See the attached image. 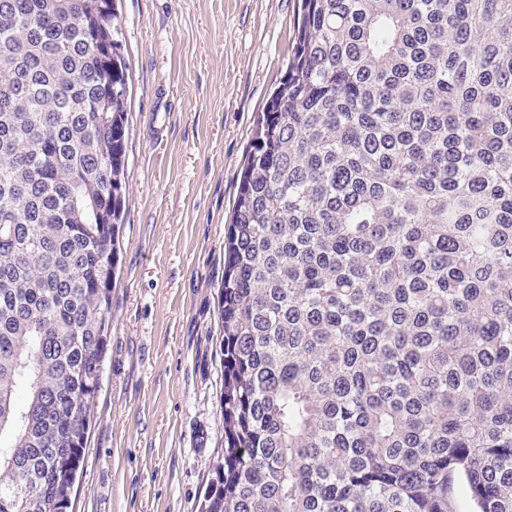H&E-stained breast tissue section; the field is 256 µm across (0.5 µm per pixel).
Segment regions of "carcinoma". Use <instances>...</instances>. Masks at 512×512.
I'll list each match as a JSON object with an SVG mask.
<instances>
[{"label": "carcinoma", "mask_w": 512, "mask_h": 512, "mask_svg": "<svg viewBox=\"0 0 512 512\" xmlns=\"http://www.w3.org/2000/svg\"><path fill=\"white\" fill-rule=\"evenodd\" d=\"M103 2L0 0V512H70L101 387L129 72ZM218 318L201 512H512V0H301Z\"/></svg>", "instance_id": "1"}]
</instances>
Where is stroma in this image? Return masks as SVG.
Instances as JSON below:
<instances>
[{
	"label": "stroma",
	"instance_id": "1",
	"mask_svg": "<svg viewBox=\"0 0 512 512\" xmlns=\"http://www.w3.org/2000/svg\"><path fill=\"white\" fill-rule=\"evenodd\" d=\"M117 4L129 63L125 212L73 512H198L224 446V236L299 2Z\"/></svg>",
	"mask_w": 512,
	"mask_h": 512
}]
</instances>
